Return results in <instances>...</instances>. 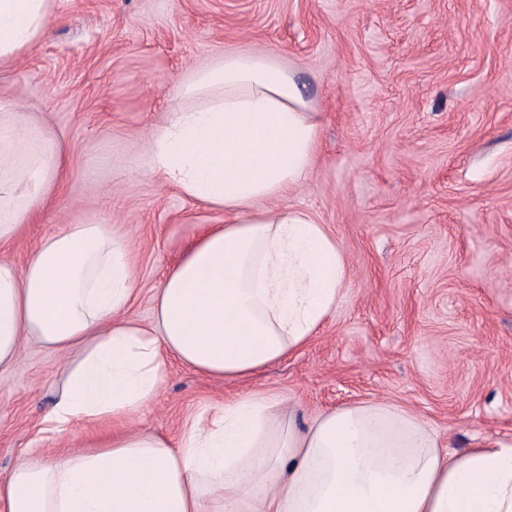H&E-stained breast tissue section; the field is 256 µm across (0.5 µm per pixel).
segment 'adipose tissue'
I'll list each match as a JSON object with an SVG mask.
<instances>
[{"label":"adipose tissue","instance_id":"ef3b65f1","mask_svg":"<svg viewBox=\"0 0 512 512\" xmlns=\"http://www.w3.org/2000/svg\"><path fill=\"white\" fill-rule=\"evenodd\" d=\"M56 0H0V67L42 37ZM148 142L151 174L224 210L153 296L150 326L127 235L75 224L23 264L0 259V373L22 339L75 351L45 431L115 423L87 449L24 458L0 482V512H512V442L459 452L417 415L360 401L282 425L254 392L187 423L178 440L123 424L152 401L170 360L218 380L252 377L304 347L349 276L308 213L261 209L301 185L318 122L290 73L261 54L228 55L188 86ZM59 144L0 103V247L51 195Z\"/></svg>","mask_w":512,"mask_h":512}]
</instances>
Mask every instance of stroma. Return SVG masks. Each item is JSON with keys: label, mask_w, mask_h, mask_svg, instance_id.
<instances>
[{"label": "stroma", "mask_w": 512, "mask_h": 512, "mask_svg": "<svg viewBox=\"0 0 512 512\" xmlns=\"http://www.w3.org/2000/svg\"><path fill=\"white\" fill-rule=\"evenodd\" d=\"M267 53L296 79L319 130L315 163L282 205L324 224L349 267L308 344L224 383L178 362L132 421L177 439L224 400L261 391L306 428L382 401L443 444L512 440V0H57L41 39L0 68L18 104L68 155L50 203L7 251L23 262L72 224L128 233L152 295L223 211L149 172L147 143L182 85L228 53ZM69 353L25 342L0 374V481L19 458L78 450L88 429L42 432Z\"/></svg>", "instance_id": "35a3bbf8"}]
</instances>
